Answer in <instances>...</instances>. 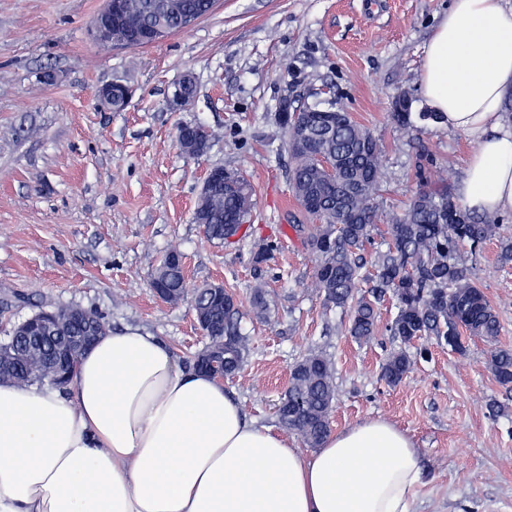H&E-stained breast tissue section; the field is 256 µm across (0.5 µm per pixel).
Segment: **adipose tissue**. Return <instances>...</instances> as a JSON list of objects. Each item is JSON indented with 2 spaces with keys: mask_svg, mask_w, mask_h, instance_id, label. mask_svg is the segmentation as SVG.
I'll use <instances>...</instances> for the list:
<instances>
[{
  "mask_svg": "<svg viewBox=\"0 0 512 512\" xmlns=\"http://www.w3.org/2000/svg\"><path fill=\"white\" fill-rule=\"evenodd\" d=\"M427 103L473 143L470 211L512 212V0H452L425 51ZM410 436L367 420L305 453L137 328L107 332L66 389L0 382V512H411Z\"/></svg>",
  "mask_w": 512,
  "mask_h": 512,
  "instance_id": "1",
  "label": "adipose tissue"
}]
</instances>
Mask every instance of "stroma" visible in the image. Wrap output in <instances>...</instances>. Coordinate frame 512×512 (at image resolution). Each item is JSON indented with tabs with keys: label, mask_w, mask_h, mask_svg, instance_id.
Listing matches in <instances>:
<instances>
[{
	"label": "stroma",
	"mask_w": 512,
	"mask_h": 512,
	"mask_svg": "<svg viewBox=\"0 0 512 512\" xmlns=\"http://www.w3.org/2000/svg\"><path fill=\"white\" fill-rule=\"evenodd\" d=\"M450 0H218L214 11L160 44L104 49L90 37L103 0H0V341L41 309L78 306L110 329L138 326L158 336L179 364L202 350L190 300L172 305L149 281L170 249L183 255L189 287L221 283L242 304L250 338L243 369L224 389L248 418L280 431L275 405L290 366L321 352L336 369L331 427L383 418L406 431L420 457L422 483L412 512H512V408L487 360L512 349V264L498 242L468 257L496 311L495 345L465 353L436 339L397 386L381 378L396 343L378 330L367 344L346 335L348 315L329 309L311 286L313 261L288 223L297 204L288 187L283 102L343 107L384 149L380 207L403 212L418 188L416 161L456 189L472 149L427 111L421 69ZM197 93L186 109L167 99L184 75ZM124 78L123 111L100 106L98 87ZM410 99V122L391 119ZM213 133L208 153L180 154L182 124ZM240 172L256 189L252 227L278 243L254 263L250 243L206 239L194 221L209 168ZM263 288L269 319L250 303Z\"/></svg>",
	"instance_id": "stroma-1"
}]
</instances>
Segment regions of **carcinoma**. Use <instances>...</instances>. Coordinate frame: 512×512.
Here are the masks:
<instances>
[{"mask_svg":"<svg viewBox=\"0 0 512 512\" xmlns=\"http://www.w3.org/2000/svg\"><path fill=\"white\" fill-rule=\"evenodd\" d=\"M163 14L156 13L155 0H137L121 20L118 33H134L163 22L176 33L187 13L209 15L213 0H165ZM310 123L306 142L294 138L284 125L289 153L288 184L304 215L316 224L291 225L300 243L315 259L312 286L323 295L328 308L348 313L345 332L354 341L374 338L379 306L386 298L396 302V312L385 331L399 348L392 351L382 368V379L393 386L410 372L414 358L407 347L422 338L434 336L455 351H463L465 341L480 338L497 341L498 315L489 304L481 284L460 259L467 249L475 254L483 245L501 238L504 219L494 212L481 216L458 203L448 185L421 187L402 213L379 210L383 153L373 134L343 109L316 112L298 109V120ZM229 185L210 186L203 204L195 211V222L205 236L218 243L237 235L255 211L253 185L235 171L227 172ZM384 221L387 250L372 265L363 258L378 221ZM276 250L267 239L253 241L254 262H265ZM368 290L360 293L361 284ZM153 288L176 293L172 303L187 293L180 268H159L151 280ZM193 309L209 312L214 333L212 343L224 344V374L239 372L246 362L249 337L243 333L242 313L235 296L224 291V300L212 291L198 288ZM69 309L52 310L48 336L77 332L68 317ZM52 342L34 348L24 336L11 335L0 343V350L14 352V362L0 379L18 385L48 383L58 387L56 371L49 362ZM488 369L495 381L512 392V350L494 347ZM336 401L334 367L322 354H310L290 367L288 386L280 398L279 424L299 435L304 444L316 448L331 432V413Z\"/></svg>","mask_w":512,"mask_h":512,"instance_id":"cac0c4a2","label":"carcinoma"}]
</instances>
